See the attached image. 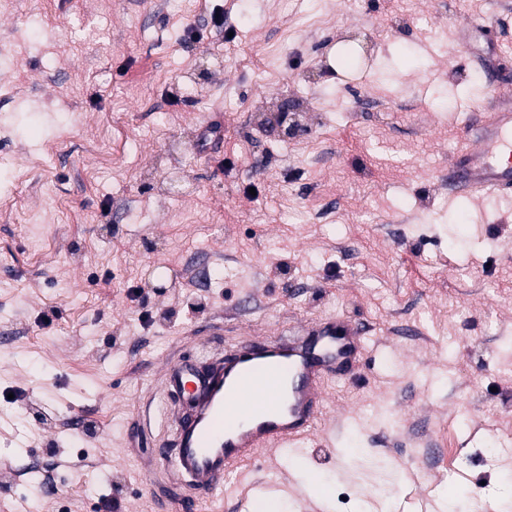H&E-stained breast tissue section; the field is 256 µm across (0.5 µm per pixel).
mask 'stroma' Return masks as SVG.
<instances>
[{
  "instance_id": "obj_1",
  "label": "stroma",
  "mask_w": 512,
  "mask_h": 512,
  "mask_svg": "<svg viewBox=\"0 0 512 512\" xmlns=\"http://www.w3.org/2000/svg\"><path fill=\"white\" fill-rule=\"evenodd\" d=\"M1 84L0 512H198L160 418L127 426L163 363L328 314L363 327L360 381L220 512L278 474L328 488L286 512L512 501V207L444 180L512 93V0H0Z\"/></svg>"
}]
</instances>
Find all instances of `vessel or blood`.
<instances>
[{"label": "vessel or blood", "mask_w": 512, "mask_h": 512, "mask_svg": "<svg viewBox=\"0 0 512 512\" xmlns=\"http://www.w3.org/2000/svg\"><path fill=\"white\" fill-rule=\"evenodd\" d=\"M465 139L448 164L449 188L511 199L512 97L490 100L482 124H466ZM365 348L358 323L334 316L297 335L260 336L225 351L205 377L188 363H167L164 386L182 396L191 415L176 418L179 448L160 452L162 469L208 502L223 491L226 475L259 453L311 435L327 382L357 379Z\"/></svg>", "instance_id": "b4317fda"}]
</instances>
